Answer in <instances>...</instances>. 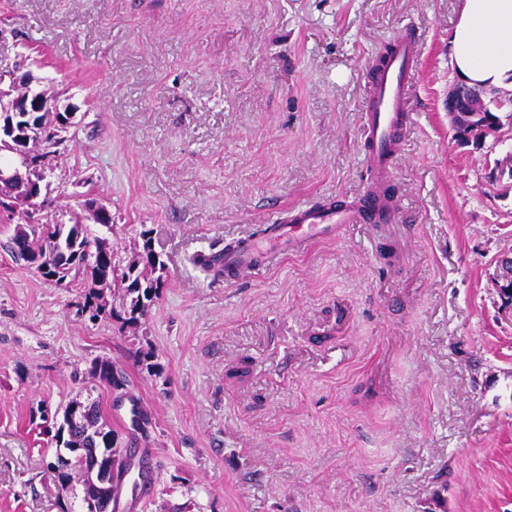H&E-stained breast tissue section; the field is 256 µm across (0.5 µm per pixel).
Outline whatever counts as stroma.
<instances>
[{"mask_svg":"<svg viewBox=\"0 0 512 512\" xmlns=\"http://www.w3.org/2000/svg\"><path fill=\"white\" fill-rule=\"evenodd\" d=\"M459 4L0 0V70L28 58L75 114L41 218L95 199L122 264L147 244L163 264L137 326L117 288L93 319L81 280L12 259L0 224V512H86L42 419L74 401L151 456L112 512H512V123L477 145L450 123ZM406 28L423 60L393 221L243 282L197 267L364 187L367 70Z\"/></svg>","mask_w":512,"mask_h":512,"instance_id":"35a3bbf8","label":"stroma"}]
</instances>
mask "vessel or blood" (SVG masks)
Returning <instances> with one entry per match:
<instances>
[{
  "mask_svg": "<svg viewBox=\"0 0 512 512\" xmlns=\"http://www.w3.org/2000/svg\"><path fill=\"white\" fill-rule=\"evenodd\" d=\"M421 55L419 35L411 29L392 41L386 58L371 65L372 86L365 103L362 133L372 180L358 195L341 201L303 202L281 209L260 233L214 253L197 256L199 265L229 276L256 275L288 254L306 251L347 224L391 221L397 200L389 182L402 137L411 122L408 101Z\"/></svg>",
  "mask_w": 512,
  "mask_h": 512,
  "instance_id": "1",
  "label": "vessel or blood"
}]
</instances>
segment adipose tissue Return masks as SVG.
<instances>
[{"instance_id": "ef3b65f1", "label": "adipose tissue", "mask_w": 512, "mask_h": 512, "mask_svg": "<svg viewBox=\"0 0 512 512\" xmlns=\"http://www.w3.org/2000/svg\"><path fill=\"white\" fill-rule=\"evenodd\" d=\"M450 48L451 67L467 86L512 90V0H461Z\"/></svg>"}]
</instances>
